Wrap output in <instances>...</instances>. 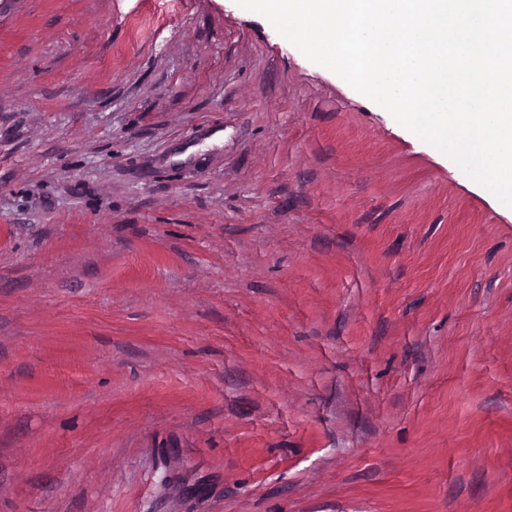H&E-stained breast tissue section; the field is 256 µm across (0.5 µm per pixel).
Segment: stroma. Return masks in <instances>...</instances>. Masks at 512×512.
<instances>
[{"label": "stroma", "mask_w": 512, "mask_h": 512, "mask_svg": "<svg viewBox=\"0 0 512 512\" xmlns=\"http://www.w3.org/2000/svg\"><path fill=\"white\" fill-rule=\"evenodd\" d=\"M0 512H512V208L236 0H0Z\"/></svg>", "instance_id": "1"}]
</instances>
